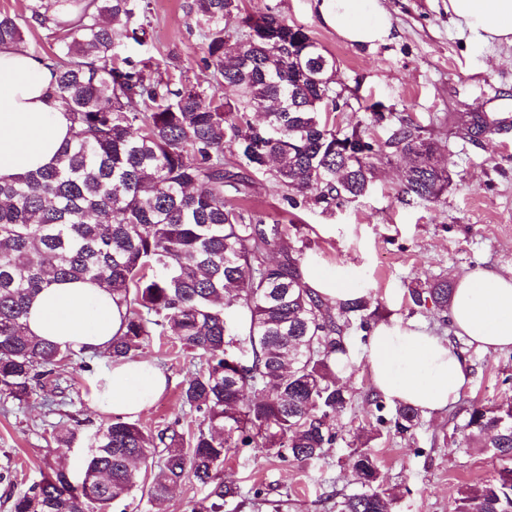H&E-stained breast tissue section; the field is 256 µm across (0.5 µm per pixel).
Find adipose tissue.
<instances>
[{
  "instance_id": "adipose-tissue-1",
  "label": "adipose tissue",
  "mask_w": 512,
  "mask_h": 512,
  "mask_svg": "<svg viewBox=\"0 0 512 512\" xmlns=\"http://www.w3.org/2000/svg\"><path fill=\"white\" fill-rule=\"evenodd\" d=\"M315 8L322 23L349 44L371 46L392 35L391 17L379 0H316ZM448 16L472 40L512 45V0H448ZM71 136L47 61L0 46V182L54 164ZM302 274L328 303L353 293L346 272H324L318 260L307 261ZM124 314L103 288L62 281L33 298L25 324L28 335L94 357L119 334ZM448 315L454 334L478 348L512 351V267L456 278ZM368 362L377 393L427 414L455 402L470 380L468 365L446 339L411 322L378 323L369 338ZM167 386V375L151 360L117 361L95 377L89 399L95 409L132 419Z\"/></svg>"
}]
</instances>
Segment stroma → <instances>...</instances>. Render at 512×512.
I'll list each match as a JSON object with an SVG mask.
<instances>
[{
    "label": "stroma",
    "mask_w": 512,
    "mask_h": 512,
    "mask_svg": "<svg viewBox=\"0 0 512 512\" xmlns=\"http://www.w3.org/2000/svg\"><path fill=\"white\" fill-rule=\"evenodd\" d=\"M188 0H148L144 46L117 40L119 55L144 53L171 73L208 86L203 40L187 24ZM390 14L393 38L373 47L353 46L324 26L315 0H245L252 12L273 9L301 25L336 59L337 129L359 125L377 141L406 121L442 141L439 155L451 176L442 201L429 205L401 193V161L376 155V178L363 198L336 207L293 209L268 176L256 179L251 206L266 224L287 226L292 245L307 244L323 270H348L368 289L382 321H415L450 338L467 361L471 381L456 403L422 416L400 434L376 422L366 343L355 342L342 380L351 401L336 419L339 438L320 460L298 463L251 447L231 452L225 484L241 494L224 501V512H336L337 502L358 491L348 460L368 447L384 487L396 497L393 512H453L460 487L493 478L499 463L486 448L460 447L458 426L475 403L512 401V352L485 351L440 328L431 306H414L411 288L439 278L455 280L479 268L512 267V46L484 45L448 19V0H380ZM385 115L375 121L374 112ZM483 113L506 122L494 139L458 134L462 117ZM168 374L166 393L139 414L137 423L159 431L174 425L192 436L202 416L184 404L182 390L197 364L170 335L153 336L142 352ZM110 366L106 357L74 358L59 384L36 389L27 402L0 395V512L10 497L40 480L47 467L78 463L91 452L94 435L111 420L93 409L89 383Z\"/></svg>",
    "instance_id": "obj_1"
}]
</instances>
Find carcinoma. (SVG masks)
<instances>
[{"mask_svg": "<svg viewBox=\"0 0 512 512\" xmlns=\"http://www.w3.org/2000/svg\"><path fill=\"white\" fill-rule=\"evenodd\" d=\"M133 17V0H28L24 15L0 13V45L21 50L24 29L52 24L54 89L75 129L55 166L0 183V393L22 404L68 365L75 353L27 335L24 319L51 279L90 281L126 307L112 360H138L158 331L196 353L200 368L182 399L202 421L187 440L114 417L95 434L79 481L51 468L10 512H114L138 493L150 512H165L186 479L214 484L199 512H223L237 494L219 480L233 449L322 458L350 403L337 369L349 364L352 336L366 341L376 311L365 295L325 303L301 276L307 245L288 244V229L265 226L227 192L245 200L255 176L269 173L291 208L327 211L369 194L383 147L405 163L403 194L437 202L450 183L435 161L441 145L419 127L403 124L379 143L359 126L330 123L336 90L320 79L336 61L302 26L251 13L242 0H190L204 61L232 92L218 96L162 75L150 57L116 62V31L144 44ZM461 131L487 138L501 127L474 114ZM452 293L439 279L409 296L432 304L445 327ZM372 402L380 425L408 432L420 422L411 405L395 403L388 420L384 398ZM461 432L502 465L482 485L461 487L455 512H512V403L472 405ZM350 468L361 491L338 512H392L372 453L354 452Z\"/></svg>", "mask_w": 512, "mask_h": 512, "instance_id": "1", "label": "carcinoma"}]
</instances>
